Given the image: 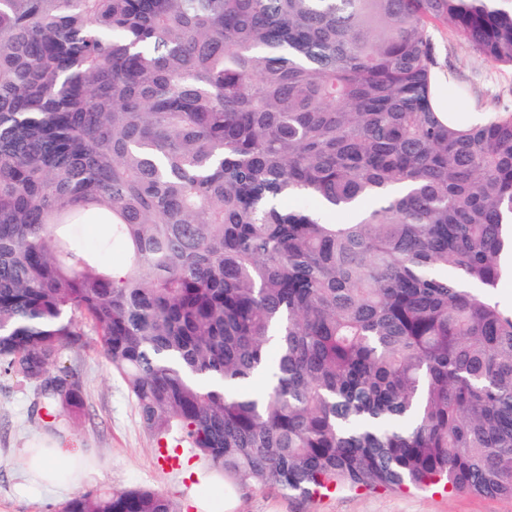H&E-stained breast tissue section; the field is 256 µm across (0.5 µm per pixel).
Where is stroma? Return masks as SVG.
Here are the masks:
<instances>
[{
	"label": "stroma",
	"mask_w": 512,
	"mask_h": 512,
	"mask_svg": "<svg viewBox=\"0 0 512 512\" xmlns=\"http://www.w3.org/2000/svg\"><path fill=\"white\" fill-rule=\"evenodd\" d=\"M440 50L438 81L454 75L467 102L485 113H512V67L487 62L448 28H431ZM61 364L78 378L84 405L55 426L40 419L34 385L0 375V512H63L79 495L149 488L173 500L177 512H197L198 500L222 497L223 512H512V498L455 493L447 485L424 489L330 488L310 499L275 486L236 489L216 476L204 477L190 451L164 470L153 435L141 424L125 382L100 353L95 332L80 350H64ZM66 449L90 476L67 491L48 489L29 477L25 460L33 448Z\"/></svg>",
	"instance_id": "obj_1"
}]
</instances>
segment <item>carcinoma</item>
I'll use <instances>...</instances> for the list:
<instances>
[{"label":"carcinoma","mask_w":512,"mask_h":512,"mask_svg":"<svg viewBox=\"0 0 512 512\" xmlns=\"http://www.w3.org/2000/svg\"><path fill=\"white\" fill-rule=\"evenodd\" d=\"M434 24L512 66V0H0V373L81 408L82 318L232 485L512 498V114L438 110ZM69 234L75 246L93 249L107 236V228L96 224L94 214L88 211L84 215L83 224L69 225Z\"/></svg>","instance_id":"1"}]
</instances>
